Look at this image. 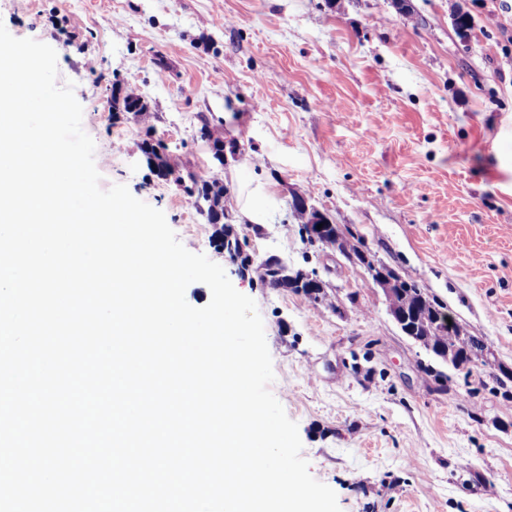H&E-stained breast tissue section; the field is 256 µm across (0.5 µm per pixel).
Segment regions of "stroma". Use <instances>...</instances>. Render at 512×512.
Segmentation results:
<instances>
[{"label":"stroma","instance_id":"stroma-1","mask_svg":"<svg viewBox=\"0 0 512 512\" xmlns=\"http://www.w3.org/2000/svg\"><path fill=\"white\" fill-rule=\"evenodd\" d=\"M404 3L0 0V22L56 50L101 187L127 185L163 211L186 249L254 299L270 390L341 512H512V0ZM116 81L150 120L113 111ZM204 119L239 159L214 166ZM146 140L223 182L247 274L146 164ZM246 180L263 188L265 224L239 220ZM297 195L442 302L483 358L457 370L405 335L362 264L303 239ZM272 255L316 273L325 299L264 286Z\"/></svg>","mask_w":512,"mask_h":512}]
</instances>
